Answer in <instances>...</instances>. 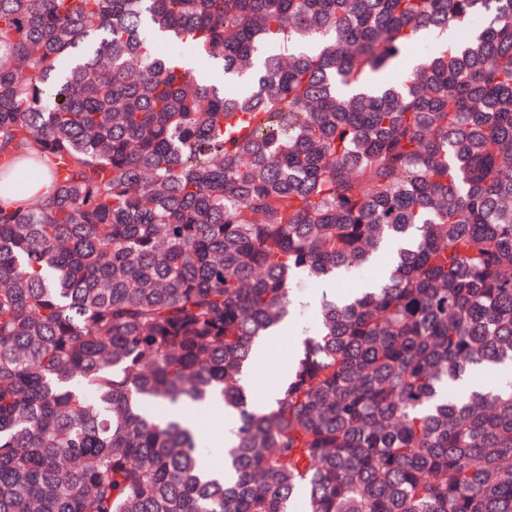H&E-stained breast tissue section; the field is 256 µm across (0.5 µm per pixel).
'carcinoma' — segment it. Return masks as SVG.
Wrapping results in <instances>:
<instances>
[{"instance_id": "carcinoma-1", "label": "carcinoma", "mask_w": 512, "mask_h": 512, "mask_svg": "<svg viewBox=\"0 0 512 512\" xmlns=\"http://www.w3.org/2000/svg\"><path fill=\"white\" fill-rule=\"evenodd\" d=\"M24 161L0 512H512V380L454 395L512 365V0H0ZM381 257L246 393L301 283ZM211 403L223 480L181 418Z\"/></svg>"}]
</instances>
